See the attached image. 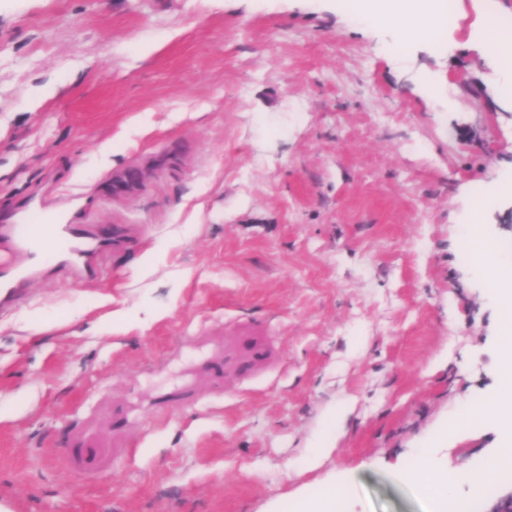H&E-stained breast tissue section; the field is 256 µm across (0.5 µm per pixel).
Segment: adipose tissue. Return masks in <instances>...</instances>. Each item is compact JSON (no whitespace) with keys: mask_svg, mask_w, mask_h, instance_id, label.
I'll return each instance as SVG.
<instances>
[{"mask_svg":"<svg viewBox=\"0 0 512 512\" xmlns=\"http://www.w3.org/2000/svg\"><path fill=\"white\" fill-rule=\"evenodd\" d=\"M347 8L351 14L361 17L370 25L389 20L394 48L399 53L417 43L434 42L442 34V0H348ZM476 38L500 65L502 87L511 88L512 35L499 31L493 22L488 21L477 31ZM483 217V209L472 211L466 242L475 273L496 299L498 340L503 354L500 379L505 388V398L512 405V265L503 262L494 239L482 230ZM488 409L485 403L466 406L459 420L443 427L419 448L410 466L397 473V482L421 488L430 505V512H447L448 502L456 498L458 486L488 482L498 475L504 462H512V432L500 438L497 448L486 458L481 472L477 474L448 467L435 456L436 448L441 447L461 427L486 423L489 419ZM346 414L347 406L342 402L326 410L317 438L303 457L304 469H315L320 459L331 452Z\"/></svg>","mask_w":512,"mask_h":512,"instance_id":"ef3b65f1","label":"adipose tissue"}]
</instances>
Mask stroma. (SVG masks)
I'll use <instances>...</instances> for the list:
<instances>
[{
  "label": "stroma",
  "mask_w": 512,
  "mask_h": 512,
  "mask_svg": "<svg viewBox=\"0 0 512 512\" xmlns=\"http://www.w3.org/2000/svg\"><path fill=\"white\" fill-rule=\"evenodd\" d=\"M492 12L453 0L451 38L398 58L341 0H0V211L63 196L137 240L0 314V512H270L335 477L354 512H425L395 471L501 388L462 252L512 181V95L468 42ZM496 439L459 431L449 465ZM347 406L344 402H338L323 414L321 427L317 438L302 460L305 470H313L318 466L320 459L331 452L333 442L339 430V426L345 419Z\"/></svg>",
  "instance_id": "1"
}]
</instances>
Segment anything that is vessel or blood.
Returning <instances> with one entry per match:
<instances>
[{
    "mask_svg": "<svg viewBox=\"0 0 512 512\" xmlns=\"http://www.w3.org/2000/svg\"><path fill=\"white\" fill-rule=\"evenodd\" d=\"M126 243L120 229L75 224L45 214L37 198L24 199L0 213V312L25 303L33 286L58 267L76 281L102 278L104 256Z\"/></svg>",
    "mask_w": 512,
    "mask_h": 512,
    "instance_id": "obj_1",
    "label": "vessel or blood"
}]
</instances>
